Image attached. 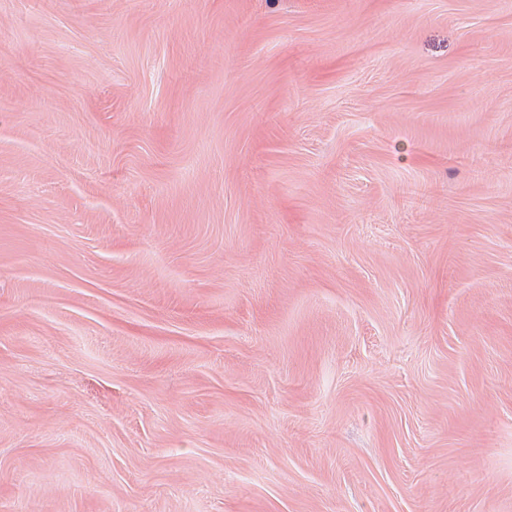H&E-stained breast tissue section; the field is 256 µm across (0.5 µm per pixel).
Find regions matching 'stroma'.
<instances>
[{
	"label": "stroma",
	"mask_w": 512,
	"mask_h": 512,
	"mask_svg": "<svg viewBox=\"0 0 512 512\" xmlns=\"http://www.w3.org/2000/svg\"><path fill=\"white\" fill-rule=\"evenodd\" d=\"M0 512H512V0H0Z\"/></svg>",
	"instance_id": "obj_1"
}]
</instances>
